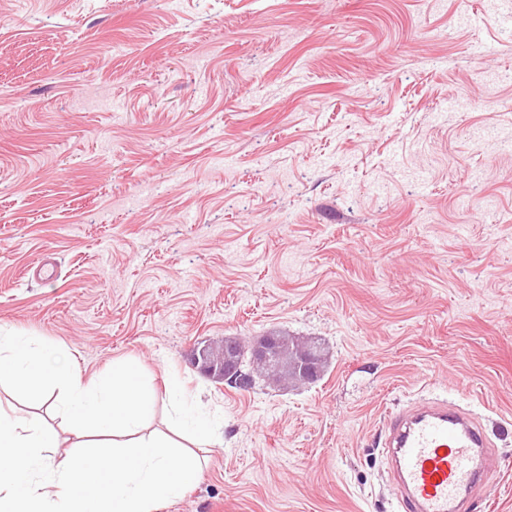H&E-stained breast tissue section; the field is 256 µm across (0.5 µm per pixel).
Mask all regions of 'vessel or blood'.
<instances>
[{"instance_id":"b4317fda","label":"vessel or blood","mask_w":512,"mask_h":512,"mask_svg":"<svg viewBox=\"0 0 512 512\" xmlns=\"http://www.w3.org/2000/svg\"><path fill=\"white\" fill-rule=\"evenodd\" d=\"M385 453L398 512H469L494 460L482 423L444 400L395 413Z\"/></svg>"}]
</instances>
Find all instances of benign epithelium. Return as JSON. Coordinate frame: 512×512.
Segmentation results:
<instances>
[{
	"label": "benign epithelium",
	"mask_w": 512,
	"mask_h": 512,
	"mask_svg": "<svg viewBox=\"0 0 512 512\" xmlns=\"http://www.w3.org/2000/svg\"><path fill=\"white\" fill-rule=\"evenodd\" d=\"M249 356L253 373L267 381L307 384L324 372L326 357L321 349L300 338L268 334L248 344L224 339L221 347L209 344L196 350L193 364L204 375L234 383L243 356Z\"/></svg>",
	"instance_id": "1"
}]
</instances>
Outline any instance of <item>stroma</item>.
<instances>
[{"label": "stroma", "instance_id": "1", "mask_svg": "<svg viewBox=\"0 0 512 512\" xmlns=\"http://www.w3.org/2000/svg\"><path fill=\"white\" fill-rule=\"evenodd\" d=\"M56 275H33L43 255ZM135 362L214 416L159 512H397L389 415L448 397L512 512V10L503 0H0V332ZM320 343L311 384L195 348ZM0 405L68 432L9 384Z\"/></svg>", "mask_w": 512, "mask_h": 512}]
</instances>
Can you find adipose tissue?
Returning a JSON list of instances; mask_svg holds the SVG:
<instances>
[{
	"label": "adipose tissue",
	"mask_w": 512,
	"mask_h": 512,
	"mask_svg": "<svg viewBox=\"0 0 512 512\" xmlns=\"http://www.w3.org/2000/svg\"><path fill=\"white\" fill-rule=\"evenodd\" d=\"M19 389H61L60 411L71 445L60 462L53 427L28 424L0 406V512H156L199 479L214 425L178 407L172 434L145 433L155 393L138 369L117 364L111 374L84 379L70 364H51L21 333L0 336V382Z\"/></svg>",
	"instance_id": "obj_1"
}]
</instances>
